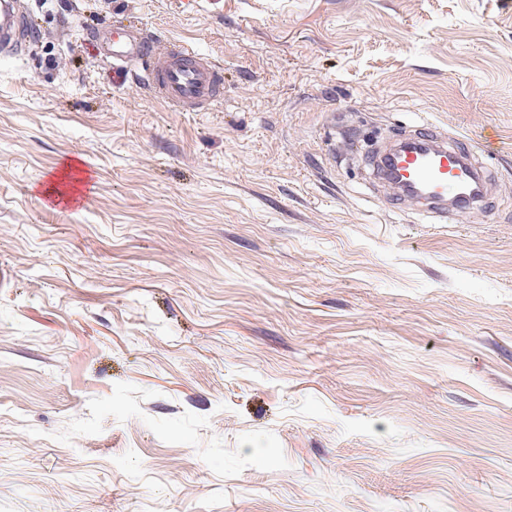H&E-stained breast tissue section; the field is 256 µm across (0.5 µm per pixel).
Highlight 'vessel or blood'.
Wrapping results in <instances>:
<instances>
[{
	"label": "vessel or blood",
	"instance_id": "1",
	"mask_svg": "<svg viewBox=\"0 0 512 512\" xmlns=\"http://www.w3.org/2000/svg\"><path fill=\"white\" fill-rule=\"evenodd\" d=\"M16 0H0V40L25 35ZM104 54L122 67H139L155 99L178 112H203L222 104L220 65L200 49L180 42L165 45L115 31L102 41ZM371 168L395 199L415 200L423 209L465 213L484 205L487 176L458 135L420 120L369 152Z\"/></svg>",
	"mask_w": 512,
	"mask_h": 512
}]
</instances>
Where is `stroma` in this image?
Segmentation results:
<instances>
[{
  "mask_svg": "<svg viewBox=\"0 0 512 512\" xmlns=\"http://www.w3.org/2000/svg\"><path fill=\"white\" fill-rule=\"evenodd\" d=\"M0 54V512H512V0H20ZM191 44L173 112L99 54ZM428 119L488 210L392 204ZM94 184L65 209L66 163ZM102 50L119 66H141L153 97L177 112H203L224 101L222 68L194 46L156 45L114 31Z\"/></svg>",
  "mask_w": 512,
  "mask_h": 512,
  "instance_id": "obj_1",
  "label": "stroma"
}]
</instances>
